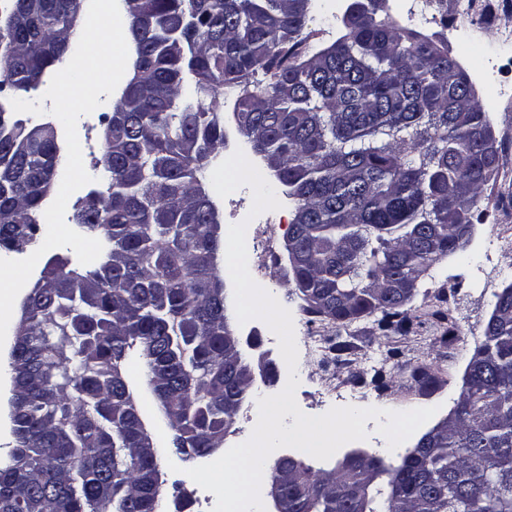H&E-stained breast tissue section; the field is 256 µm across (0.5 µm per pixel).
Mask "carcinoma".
Here are the masks:
<instances>
[{
    "label": "carcinoma",
    "instance_id": "1",
    "mask_svg": "<svg viewBox=\"0 0 512 512\" xmlns=\"http://www.w3.org/2000/svg\"><path fill=\"white\" fill-rule=\"evenodd\" d=\"M0 81L35 91L64 64L81 0H11ZM310 0H136L133 74L103 134L110 178L74 222L105 238L84 273L54 255L21 306L9 367L15 448L0 512H160L161 450L122 370L139 345L152 392L187 459L221 446L252 391L234 375L217 259L219 215L203 186L238 132L294 202L288 260L304 310L339 325L404 307L443 258L465 254L501 145L448 44L405 29L389 0H349L346 33L307 55ZM65 167L54 129L0 107V247L36 243ZM288 512H512V284L495 295L448 422L415 454H366L278 474Z\"/></svg>",
    "mask_w": 512,
    "mask_h": 512
}]
</instances>
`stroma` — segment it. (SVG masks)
<instances>
[{
  "mask_svg": "<svg viewBox=\"0 0 512 512\" xmlns=\"http://www.w3.org/2000/svg\"><path fill=\"white\" fill-rule=\"evenodd\" d=\"M347 0H311L314 18L309 26L308 45L318 51L344 34L342 18ZM390 11L399 24L432 38L445 39L449 53L469 75L494 135L504 146L499 175L483 186L480 215L474 222L467 247L471 262L449 256L434 265L407 306L413 318L409 331L381 329L379 315L353 321L347 328L350 347L340 356L306 347L308 335L328 341L336 335L337 324L307 314L295 293L288 267L285 243L293 219L294 204L283 200L279 209L265 211L256 218V233L261 242L258 259L249 268L255 282L267 289L288 309L293 318L298 347L295 392L300 410L317 416L336 407L335 392L355 393L363 398V407L392 411L435 408L437 417H445L458 399L468 362L483 341L493 310L495 295L512 283V48H501V41L512 38V0H472L470 15H462V0H430L428 12L410 13L407 0H389ZM99 106L81 116L77 131L86 140L82 153L84 167L92 178V188L103 186L108 178L101 163L103 133L112 112L113 99L100 95ZM234 94L224 97L226 144L212 165H219L235 151L271 178L265 162L254 154L248 140L240 135L233 120ZM450 312L453 333L436 329L432 314ZM241 337L254 336L257 348H244L247 360L265 354L275 361L277 381L267 385L256 382L252 397L242 406L225 447L247 441L254 428L253 407L259 398L281 392L289 373L280 353L278 339L259 319L234 324ZM127 381L133 389L142 417L155 445L165 458L161 479L166 512H175L174 504L188 499L185 512H212L214 503L208 491L196 484L188 469L203 465V458L183 459L172 449L173 433L163 418L147 385L144 361L139 348H131L124 362ZM366 439L340 447L332 458L319 460L303 451L295 456L316 469H333L338 461L356 451L394 459L405 454L416 442L409 437L396 449H389L375 421H367Z\"/></svg>",
  "mask_w": 512,
  "mask_h": 512,
  "instance_id": "35a3bbf8",
  "label": "stroma"
}]
</instances>
